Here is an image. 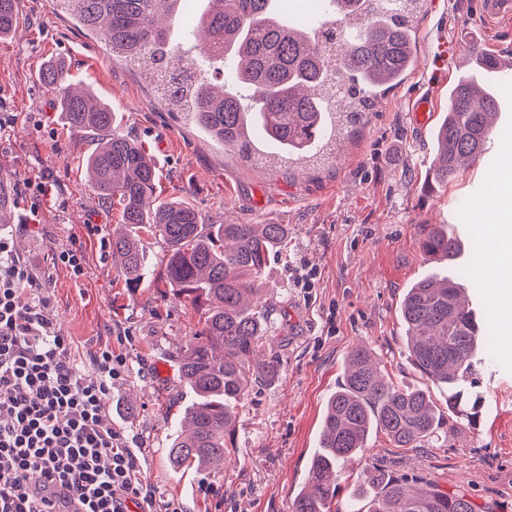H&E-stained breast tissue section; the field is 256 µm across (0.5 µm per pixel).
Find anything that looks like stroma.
<instances>
[{"mask_svg":"<svg viewBox=\"0 0 512 512\" xmlns=\"http://www.w3.org/2000/svg\"><path fill=\"white\" fill-rule=\"evenodd\" d=\"M441 38L478 41L512 72V26L485 29L480 0H428L416 29L413 72L361 124L328 129V158L287 163L263 143L258 167L242 163L185 113L161 105L153 85L113 59L100 37L54 14L50 0H20L15 35L0 39V210L11 217L0 232L41 277L38 294L71 338L85 374H93L90 357L100 346L123 358L105 412L138 458L152 512L171 505L181 512H293L327 399L360 346L398 384L429 390L444 419L422 448H394L382 433H372L361 455L339 463L332 512H365L367 500L356 490L366 470L466 492L476 512H512V320L494 311L492 280L475 274L468 291L479 323L496 326L501 339L494 353L478 352L467 384L471 396L484 401L476 420L449 414L447 390L409 364L398 315L406 288L448 271L447 261L422 253L425 232L453 228L462 243L457 262L473 271L488 247L474 222L475 206L496 191L494 175L502 166L492 147L448 186L427 181L434 124L448 108V89L473 66L458 56L434 80ZM49 60L64 62L74 87L90 88L111 105L120 131L149 153L160 199L186 200L206 224L288 227L287 256L271 255L262 275L272 302L265 353L279 358L281 375L252 388L220 470L169 467L171 433L186 402L180 359L199 314L166 281L162 237L143 233L140 281L113 263L119 208L94 193L83 168L92 145L71 137L55 91L38 78ZM425 94L434 114L420 125L412 108ZM75 242L85 254L79 277L54 261ZM306 266L317 270L308 290L294 285Z\"/></svg>","mask_w":512,"mask_h":512,"instance_id":"stroma-1","label":"stroma"}]
</instances>
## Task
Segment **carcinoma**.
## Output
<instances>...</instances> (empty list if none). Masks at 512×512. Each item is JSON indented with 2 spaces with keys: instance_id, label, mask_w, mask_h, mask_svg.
Listing matches in <instances>:
<instances>
[{
  "instance_id": "1",
  "label": "carcinoma",
  "mask_w": 512,
  "mask_h": 512,
  "mask_svg": "<svg viewBox=\"0 0 512 512\" xmlns=\"http://www.w3.org/2000/svg\"><path fill=\"white\" fill-rule=\"evenodd\" d=\"M87 31L100 35L112 56L155 74L165 64L167 91L161 101L202 127L245 163L255 158L253 138L272 141L288 161L323 149L327 119L344 115L356 124L375 102L400 85L414 66V31L426 0H324L314 26L291 34L275 17L272 0H211L183 42L172 46L158 17L178 11L186 0H51ZM345 21L334 62L324 60L321 34L329 21ZM18 23V0H0V38ZM488 53L448 90V111L434 131L436 156L429 179L443 187L461 169L482 159L500 111L497 93L482 73L499 67ZM232 71L235 92L208 82L215 66ZM40 79L58 91L68 130L95 140L85 170L99 196L117 200L121 221L131 231L112 235V260L133 280L143 275L139 231L161 236L168 248L166 278L180 295L204 303L202 326L184 350L180 373L193 402L171 441L173 471L218 469L224 465L239 417L253 385L280 375L276 356H256L266 333L267 298L260 288L271 254L288 247L286 224H205L190 203L160 201L153 162L137 142L117 130L112 109L89 91L74 92L69 71L46 62ZM423 253L453 262L456 237L431 230ZM428 276L406 290L400 302L406 350L427 380L448 389V410L469 401L459 385L474 373L478 345L488 336L478 327L461 294ZM442 424L423 389L395 384L382 373L370 350L347 358L341 381L328 398L318 451L310 461L306 488L293 512H330L340 461L364 450L372 430L395 448H419ZM379 484L367 512H473L463 493L449 494L432 482L411 489L402 478L363 472Z\"/></svg>"
}]
</instances>
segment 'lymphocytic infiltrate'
<instances>
[{
    "mask_svg": "<svg viewBox=\"0 0 512 512\" xmlns=\"http://www.w3.org/2000/svg\"><path fill=\"white\" fill-rule=\"evenodd\" d=\"M37 281L0 235V512H128L147 488L104 404L125 362L101 348L86 376Z\"/></svg>",
    "mask_w": 512,
    "mask_h": 512,
    "instance_id": "1",
    "label": "lymphocytic infiltrate"
}]
</instances>
